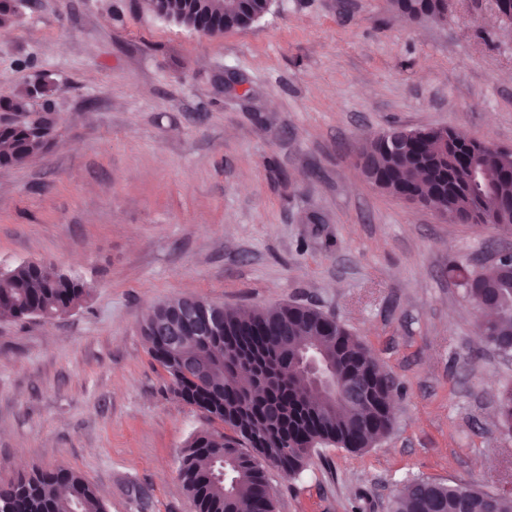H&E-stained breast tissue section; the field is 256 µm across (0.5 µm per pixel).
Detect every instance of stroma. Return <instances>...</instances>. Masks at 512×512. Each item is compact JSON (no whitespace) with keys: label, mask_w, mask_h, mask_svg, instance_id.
<instances>
[{"label":"stroma","mask_w":512,"mask_h":512,"mask_svg":"<svg viewBox=\"0 0 512 512\" xmlns=\"http://www.w3.org/2000/svg\"><path fill=\"white\" fill-rule=\"evenodd\" d=\"M493 0L399 20L390 0H275L210 37L143 0H29L0 28V96L45 74V151L0 167V265L51 261L92 292L51 322L0 318V484L64 465L107 512H193L188 440L224 425L170 389L140 323L182 296L335 317L394 379L371 447L317 448L276 512H390L424 478L512 492L498 397L459 271L512 231L448 224L366 182L363 139L436 125L512 148V38Z\"/></svg>","instance_id":"obj_1"}]
</instances>
